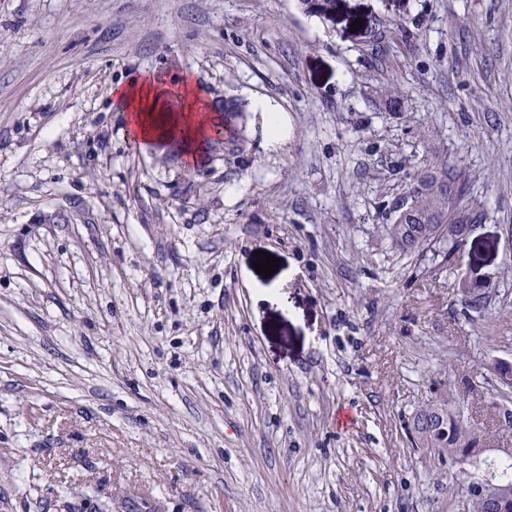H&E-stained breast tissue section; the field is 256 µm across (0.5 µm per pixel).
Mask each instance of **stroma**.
I'll list each match as a JSON object with an SVG mask.
<instances>
[{"mask_svg":"<svg viewBox=\"0 0 512 512\" xmlns=\"http://www.w3.org/2000/svg\"><path fill=\"white\" fill-rule=\"evenodd\" d=\"M322 2L0 0V512H469L414 414L512 447V0ZM141 71L233 142H131ZM441 160L469 241L400 250ZM428 422L442 423V428L427 435ZM469 428L459 412L451 409L449 403L427 405L415 413L412 420V433L424 448H447L445 452L455 453L457 448L469 442Z\"/></svg>","mask_w":512,"mask_h":512,"instance_id":"obj_1","label":"stroma"}]
</instances>
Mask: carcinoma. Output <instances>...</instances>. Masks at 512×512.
Returning <instances> with one entry per match:
<instances>
[{"label": "carcinoma", "mask_w": 512, "mask_h": 512, "mask_svg": "<svg viewBox=\"0 0 512 512\" xmlns=\"http://www.w3.org/2000/svg\"><path fill=\"white\" fill-rule=\"evenodd\" d=\"M424 179L423 190L407 206L393 209L389 236L401 250H416L439 244L448 252H458L454 243L442 235L447 226L448 211L454 208L463 191L448 183V162L435 161ZM412 433L424 448H444L452 454L469 442V428L449 403L427 405L415 413Z\"/></svg>", "instance_id": "cac0c4a2"}]
</instances>
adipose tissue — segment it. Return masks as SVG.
<instances>
[{
  "mask_svg": "<svg viewBox=\"0 0 512 512\" xmlns=\"http://www.w3.org/2000/svg\"><path fill=\"white\" fill-rule=\"evenodd\" d=\"M114 96L140 139H174L188 157H196V147L206 136L209 110L199 86L185 85L183 94L176 95L167 80L142 73L115 86Z\"/></svg>",
  "mask_w": 512,
  "mask_h": 512,
  "instance_id": "obj_1",
  "label": "adipose tissue"
}]
</instances>
